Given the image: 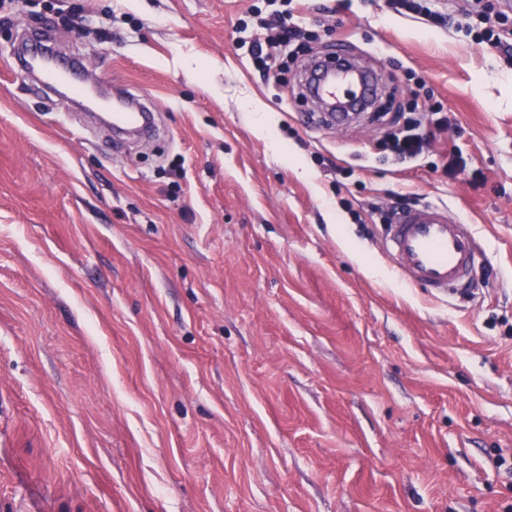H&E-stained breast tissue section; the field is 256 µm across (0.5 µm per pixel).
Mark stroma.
Instances as JSON below:
<instances>
[{
	"label": "stroma",
	"instance_id": "obj_1",
	"mask_svg": "<svg viewBox=\"0 0 512 512\" xmlns=\"http://www.w3.org/2000/svg\"><path fill=\"white\" fill-rule=\"evenodd\" d=\"M275 8L317 39L269 82ZM34 32L155 136L36 94ZM340 44L378 105L304 124ZM421 203L470 224L471 291L395 276L382 213ZM0 512H512V52L387 0H0ZM118 103L113 107L112 112H119L117 125L132 128L137 132L145 131L149 127L148 116L150 111L130 95L119 94ZM423 118H407L392 131L384 147L396 160L406 161L423 155L429 146V139L423 132Z\"/></svg>",
	"mask_w": 512,
	"mask_h": 512
}]
</instances>
